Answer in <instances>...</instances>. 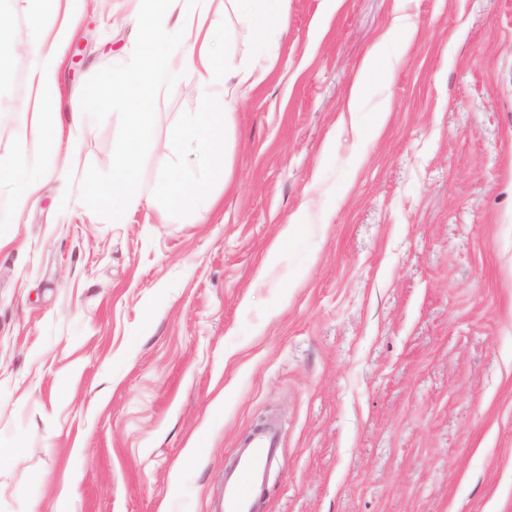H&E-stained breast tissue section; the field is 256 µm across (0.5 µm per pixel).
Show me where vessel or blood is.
Returning <instances> with one entry per match:
<instances>
[{"mask_svg":"<svg viewBox=\"0 0 512 512\" xmlns=\"http://www.w3.org/2000/svg\"><path fill=\"white\" fill-rule=\"evenodd\" d=\"M279 449L280 433L274 426L238 446V472L224 481L222 512H252L254 499L263 487L267 464Z\"/></svg>","mask_w":512,"mask_h":512,"instance_id":"b4317fda","label":"vessel or blood"}]
</instances>
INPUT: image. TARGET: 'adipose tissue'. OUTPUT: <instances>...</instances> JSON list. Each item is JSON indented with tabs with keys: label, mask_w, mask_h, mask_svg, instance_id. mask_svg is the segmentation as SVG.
I'll return each mask as SVG.
<instances>
[{
	"label": "adipose tissue",
	"mask_w": 512,
	"mask_h": 512,
	"mask_svg": "<svg viewBox=\"0 0 512 512\" xmlns=\"http://www.w3.org/2000/svg\"><path fill=\"white\" fill-rule=\"evenodd\" d=\"M38 18L31 31L34 60L30 72L35 92L31 119L24 135L33 145L31 151L0 156V187L6 186L16 196L18 207L34 201L45 173L44 159L56 155L65 131H76L83 124L82 113L71 115L69 125L57 121L54 88L62 63L61 48L71 23L85 9L87 0H31ZM215 0H142L133 19L136 30L137 60L130 67L112 72L108 88L124 103L130 134L112 154V187L101 197L112 211V221L127 223L140 208L150 205L138 182L139 143L147 141L156 122L154 103L165 92L170 77L183 69L194 76V89L203 102L202 111L187 115L172 131V140L196 144L202 155L213 162L203 175L175 169L162 188L164 210L174 216L186 210L214 202L204 196L203 183H230L232 167L218 160L224 150V136L233 118V100H247L264 78L254 61L238 62L233 57H219L218 43L232 45L239 26L250 28L258 56L271 58V35L285 30L288 0H224L225 13L234 15L235 23L224 26L216 35L213 19ZM404 26L395 19L363 60L350 88V103H357L371 80L382 77L377 65L388 42L395 40Z\"/></svg>",
	"instance_id": "adipose-tissue-1"
}]
</instances>
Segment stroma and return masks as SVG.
Segmentation results:
<instances>
[{
	"instance_id": "stroma-1",
	"label": "stroma",
	"mask_w": 512,
	"mask_h": 512,
	"mask_svg": "<svg viewBox=\"0 0 512 512\" xmlns=\"http://www.w3.org/2000/svg\"><path fill=\"white\" fill-rule=\"evenodd\" d=\"M139 0H90L57 75L84 114L24 213L0 189V512H216L267 419L255 512H512V0H289L224 139L217 205L116 224L106 78ZM409 22L357 105L350 87ZM28 0H0V155L34 99ZM155 105L141 189L200 169ZM303 227L268 260L283 224ZM403 27L404 19L396 18L389 29L386 31L382 40L368 52L367 56L360 65L358 74L350 88V105L354 106L357 103L367 83L375 78L384 76L383 70L377 66V60L378 58L384 56L387 44L398 37Z\"/></svg>"
}]
</instances>
